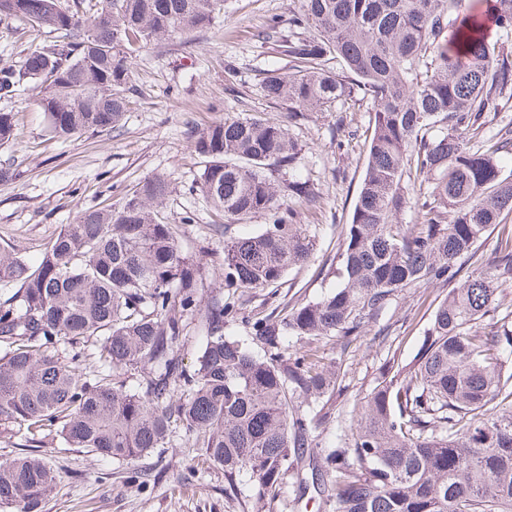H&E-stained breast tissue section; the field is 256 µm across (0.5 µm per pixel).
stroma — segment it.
I'll list each match as a JSON object with an SVG mask.
<instances>
[{
	"label": "stroma",
	"instance_id": "obj_1",
	"mask_svg": "<svg viewBox=\"0 0 512 512\" xmlns=\"http://www.w3.org/2000/svg\"><path fill=\"white\" fill-rule=\"evenodd\" d=\"M300 6V0H226L223 18L211 29L147 46L132 65L128 108L119 125L106 132L52 137L36 93L26 85L0 99V110L12 113L16 125L15 141L0 146V166L19 171L14 181L0 183V250L37 262L48 241L79 211L117 204L139 181L161 173L170 182L163 215L182 254L201 271L202 299L230 301L237 309L225 335L250 340L256 319L333 291L339 284L341 227L351 219L366 164L369 114L364 105L352 112H309L292 124L286 112L260 95L259 71L278 58L257 34L271 18L288 19ZM47 38L46 31L26 22L0 23V67L18 64ZM255 111L288 124L298 143L299 171L313 181L319 201L291 198L287 204L315 236L316 247L310 261L290 270L278 287L232 294L222 276L224 237L259 230L265 219L231 225L226 233L216 230L220 218L199 189L202 163L193 134L224 116ZM187 215L192 223H184ZM446 292L445 286L425 281L397 293L349 349L333 339L312 342L322 363L342 364L346 372V390L331 394L320 414L315 430L320 443L335 432L337 421H349L387 354L412 360L429 323V305ZM44 450L61 479L39 512H329L317 489L319 446L308 449L298 470L260 503L252 482L227 491L223 469L202 460L181 436L123 464L57 439Z\"/></svg>",
	"mask_w": 512,
	"mask_h": 512
}]
</instances>
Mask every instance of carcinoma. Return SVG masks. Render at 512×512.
Returning a JSON list of instances; mask_svg holds the SVG:
<instances>
[{"label": "carcinoma", "instance_id": "1", "mask_svg": "<svg viewBox=\"0 0 512 512\" xmlns=\"http://www.w3.org/2000/svg\"><path fill=\"white\" fill-rule=\"evenodd\" d=\"M223 12L224 0H0V22L56 33L20 68H0V99L29 81L53 136L109 131L127 110L133 56ZM493 13L494 40L462 0H302L288 28L270 20L261 38L285 64L260 71L265 99L296 120L371 105L364 175L340 232V285L256 320L260 354L224 334L234 305L207 304L200 355L183 367L174 347L199 306L200 273L163 220L167 177L148 176L117 205L79 212L38 264L0 253V283L17 285L0 302V427L27 448L56 434L118 462L183 432L229 489L247 477L262 498L312 447L311 407L345 390L339 370L286 340L337 336L346 347L391 296L431 281L448 292L417 353L387 358L340 427L322 456L321 497L332 512H512V329L495 319L512 285V175L497 162L512 156V124L498 123L512 107V0H493ZM15 137L11 113L0 112V145ZM193 147L200 191L224 226L266 220L224 243V287H277L315 247L284 203L318 200L296 175L300 148L286 126L258 116L215 121ZM420 176L421 203L406 187ZM417 204L420 222L403 227ZM494 230L486 263L477 243ZM464 254L474 268L461 279ZM86 354L98 369H79ZM139 367L131 388L126 373ZM57 479L40 454L0 461V503L39 512Z\"/></svg>", "mask_w": 512, "mask_h": 512}]
</instances>
